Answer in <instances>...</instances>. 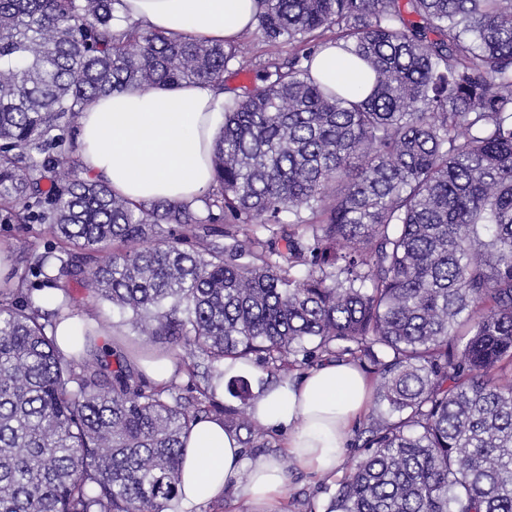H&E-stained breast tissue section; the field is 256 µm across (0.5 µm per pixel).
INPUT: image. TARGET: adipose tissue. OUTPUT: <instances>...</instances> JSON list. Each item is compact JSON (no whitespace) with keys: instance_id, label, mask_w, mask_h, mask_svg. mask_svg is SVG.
Listing matches in <instances>:
<instances>
[{"instance_id":"adipose-tissue-1","label":"adipose tissue","mask_w":512,"mask_h":512,"mask_svg":"<svg viewBox=\"0 0 512 512\" xmlns=\"http://www.w3.org/2000/svg\"><path fill=\"white\" fill-rule=\"evenodd\" d=\"M144 28L168 36L224 41L253 27L254 0H124ZM313 68L343 87H369L371 73L342 50L318 54ZM222 93L207 84L129 89L99 97L78 117V156L87 176L130 202L197 204L210 188L209 157L224 114ZM372 381L356 364L325 362L259 391L250 412L264 428L284 432L279 456L247 462L234 433L218 419L190 431L181 487L163 512H200L235 488L251 512H283L288 470L334 474L354 423L365 413Z\"/></svg>"}]
</instances>
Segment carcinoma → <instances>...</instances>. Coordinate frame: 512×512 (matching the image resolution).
<instances>
[{
	"mask_svg": "<svg viewBox=\"0 0 512 512\" xmlns=\"http://www.w3.org/2000/svg\"><path fill=\"white\" fill-rule=\"evenodd\" d=\"M256 4L254 34L301 54L240 92L238 38L174 40L124 0H0V213L47 225L58 246L30 273H63L53 308L0 289V512H161L224 362L253 355L370 365L368 452L326 512H512V0ZM333 46L368 94L313 74ZM183 83L224 92L205 215L131 203L67 156L98 97ZM72 281L206 358L199 397L149 386L99 326L62 353ZM225 386L250 404L244 377ZM219 412L241 445L263 435Z\"/></svg>",
	"mask_w": 512,
	"mask_h": 512,
	"instance_id": "cac0c4a2",
	"label": "carcinoma"
}]
</instances>
